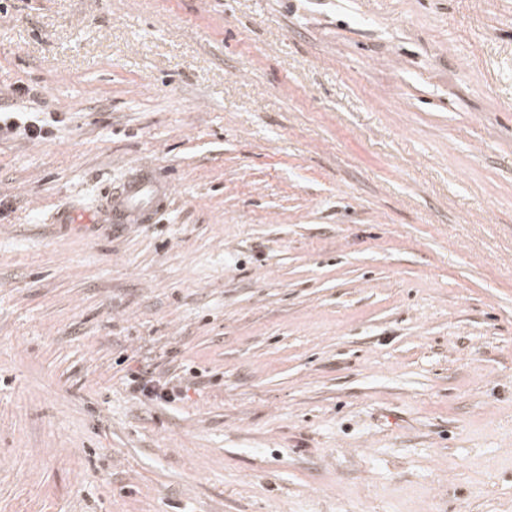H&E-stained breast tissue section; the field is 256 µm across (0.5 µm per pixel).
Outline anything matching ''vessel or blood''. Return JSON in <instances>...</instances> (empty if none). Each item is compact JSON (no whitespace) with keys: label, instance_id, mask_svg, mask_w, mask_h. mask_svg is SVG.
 Here are the masks:
<instances>
[{"label":"vessel or blood","instance_id":"obj_1","mask_svg":"<svg viewBox=\"0 0 512 512\" xmlns=\"http://www.w3.org/2000/svg\"><path fill=\"white\" fill-rule=\"evenodd\" d=\"M171 193L169 180L148 164L134 168L124 182L107 194L113 223L152 224L167 205Z\"/></svg>","mask_w":512,"mask_h":512}]
</instances>
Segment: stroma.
<instances>
[{
  "label": "stroma",
  "mask_w": 512,
  "mask_h": 512,
  "mask_svg": "<svg viewBox=\"0 0 512 512\" xmlns=\"http://www.w3.org/2000/svg\"><path fill=\"white\" fill-rule=\"evenodd\" d=\"M0 1V512H512V0ZM27 112H2L0 109V136H14L22 132L29 139H44L46 127L36 118L24 117ZM171 184L148 164L134 168L124 182L106 193L110 224H153L166 208ZM131 382L135 384L134 391L151 403H170L175 400L182 386L173 384L172 380L156 375L155 370L145 367L132 373Z\"/></svg>",
  "instance_id": "obj_1"
}]
</instances>
